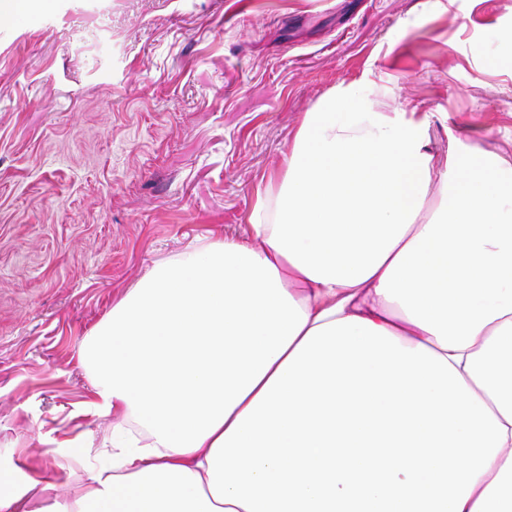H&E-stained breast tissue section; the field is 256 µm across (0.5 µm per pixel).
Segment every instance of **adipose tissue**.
Masks as SVG:
<instances>
[{
    "instance_id": "ef3b65f1",
    "label": "adipose tissue",
    "mask_w": 512,
    "mask_h": 512,
    "mask_svg": "<svg viewBox=\"0 0 512 512\" xmlns=\"http://www.w3.org/2000/svg\"><path fill=\"white\" fill-rule=\"evenodd\" d=\"M427 148L334 96L272 223L113 304L78 353L110 462L64 512H512V164Z\"/></svg>"
}]
</instances>
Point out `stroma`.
I'll list each match as a JSON object with an SVG mask.
<instances>
[{
    "mask_svg": "<svg viewBox=\"0 0 512 512\" xmlns=\"http://www.w3.org/2000/svg\"><path fill=\"white\" fill-rule=\"evenodd\" d=\"M512 0H53L0 19V484L61 512L112 420L77 353L155 264L274 208L305 113L353 86L512 162ZM83 448H57L62 434Z\"/></svg>",
    "mask_w": 512,
    "mask_h": 512,
    "instance_id": "stroma-1",
    "label": "stroma"
}]
</instances>
